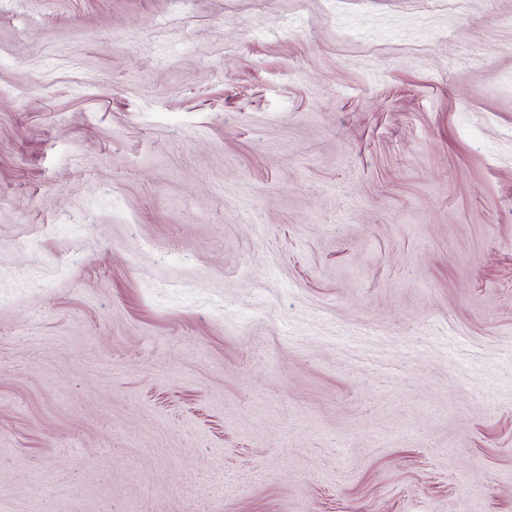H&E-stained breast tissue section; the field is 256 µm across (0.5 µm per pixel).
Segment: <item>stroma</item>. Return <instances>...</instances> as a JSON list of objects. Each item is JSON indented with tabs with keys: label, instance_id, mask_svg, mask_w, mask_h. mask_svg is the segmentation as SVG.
I'll return each mask as SVG.
<instances>
[{
	"label": "stroma",
	"instance_id": "obj_1",
	"mask_svg": "<svg viewBox=\"0 0 512 512\" xmlns=\"http://www.w3.org/2000/svg\"><path fill=\"white\" fill-rule=\"evenodd\" d=\"M0 512H512V0H0Z\"/></svg>",
	"mask_w": 512,
	"mask_h": 512
}]
</instances>
